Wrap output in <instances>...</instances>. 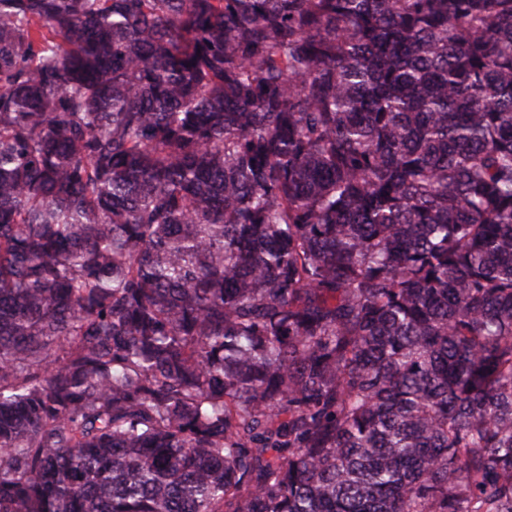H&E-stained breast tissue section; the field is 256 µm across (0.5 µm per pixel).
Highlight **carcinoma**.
Here are the masks:
<instances>
[{
    "mask_svg": "<svg viewBox=\"0 0 512 512\" xmlns=\"http://www.w3.org/2000/svg\"><path fill=\"white\" fill-rule=\"evenodd\" d=\"M0 512H512V0H0Z\"/></svg>",
    "mask_w": 512,
    "mask_h": 512,
    "instance_id": "obj_1",
    "label": "carcinoma"
}]
</instances>
